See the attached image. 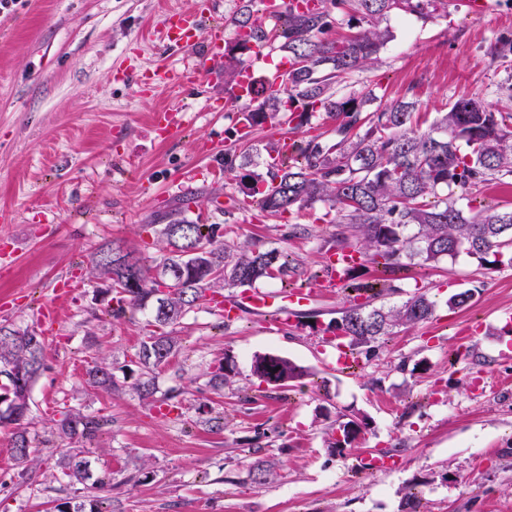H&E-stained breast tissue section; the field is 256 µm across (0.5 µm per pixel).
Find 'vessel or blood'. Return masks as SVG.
I'll use <instances>...</instances> for the list:
<instances>
[{
	"instance_id": "obj_1",
	"label": "vessel or blood",
	"mask_w": 512,
	"mask_h": 512,
	"mask_svg": "<svg viewBox=\"0 0 512 512\" xmlns=\"http://www.w3.org/2000/svg\"><path fill=\"white\" fill-rule=\"evenodd\" d=\"M317 0H265L264 21L276 20L286 9L304 12L316 8ZM157 38L168 50L181 53V66L159 62L152 69L142 72L144 83L159 88L190 89L200 85L212 75L220 61L224 48V29L220 26L203 30L198 14L172 12L166 14L157 30ZM347 254L329 252L324 264L329 271L323 283V290L334 291L341 285V269L351 264ZM317 290L283 292L262 288H248L236 295L235 299L221 304L220 309L226 321H234L245 309L270 313L276 316L278 324L285 325L295 319L303 308L315 301Z\"/></svg>"
}]
</instances>
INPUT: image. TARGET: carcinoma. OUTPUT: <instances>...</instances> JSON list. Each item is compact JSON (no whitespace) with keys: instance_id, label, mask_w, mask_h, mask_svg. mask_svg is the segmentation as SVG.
<instances>
[{"instance_id":"obj_1","label":"carcinoma","mask_w":512,"mask_h":512,"mask_svg":"<svg viewBox=\"0 0 512 512\" xmlns=\"http://www.w3.org/2000/svg\"><path fill=\"white\" fill-rule=\"evenodd\" d=\"M245 0L235 16L225 20L232 41L224 47V86L237 82L248 40H271L287 54L290 68L282 88L268 93L258 83L253 110L248 112L255 129L282 123L296 114L298 124H309L313 112L336 120V140L324 142L306 130L291 143L292 151L275 167L258 172L261 152L248 145L241 155L252 171L241 179V204L279 215L312 209L321 203L324 216L335 214L331 248L352 250L362 264L383 275L409 267H435L445 259L462 255L477 259L488 269L512 267V210H503L478 199L477 188L485 183L512 179V113L495 112L479 97L459 99L437 113L424 132L417 129V100H396L374 105L373 93L357 96L346 92L348 79L370 69L378 59L389 32L380 28L394 11L411 14L448 13V0H320L306 13L289 10L270 29L258 26L259 18ZM349 34L333 37L332 32ZM250 39L240 38V32ZM188 204L167 214L161 225V255L151 268L136 258L132 267L113 251L110 243L95 252L86 275L107 284L99 295L108 298L107 312L115 317L127 310L149 312L150 327L136 352L140 370L133 389L140 398L154 393L155 370L169 364L181 350L175 326L186 313L201 305L206 292L221 295L229 286L246 288L264 279H285L294 271L288 255L278 249L263 250L253 243L237 250L224 244L219 224H199L183 212ZM200 245L193 255L189 249ZM357 267L346 271L347 306L331 320L324 332L348 348L353 358L370 353L378 340L394 329L428 321L436 301L428 290L416 289L399 305H375L383 289L378 283L359 281ZM477 288L452 294L446 305L462 308L472 301ZM43 338L36 331L0 325V425H14L8 448L20 464L34 461L33 441L27 429L30 393L44 370ZM271 389L287 387L309 376L308 368L289 358L271 355ZM235 365L224 359L206 373L207 385L219 391L231 382ZM87 383L99 390L117 388L112 367L101 358L87 371ZM109 420L68 410L62 413L58 431L63 437L92 442ZM343 439L330 447L343 452L360 423H338ZM65 475L82 483L86 462L79 452L61 460ZM273 475L271 465H249L253 483L265 484ZM111 481L98 480L87 495L74 503L55 506L56 512H103L101 493Z\"/></svg>"}]
</instances>
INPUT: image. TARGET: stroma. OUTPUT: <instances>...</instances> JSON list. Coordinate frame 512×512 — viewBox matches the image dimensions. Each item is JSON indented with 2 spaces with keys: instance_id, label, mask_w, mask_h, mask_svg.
Instances as JSON below:
<instances>
[{
  "instance_id": "1",
  "label": "stroma",
  "mask_w": 512,
  "mask_h": 512,
  "mask_svg": "<svg viewBox=\"0 0 512 512\" xmlns=\"http://www.w3.org/2000/svg\"><path fill=\"white\" fill-rule=\"evenodd\" d=\"M197 9L198 0H17L0 11V241L16 246L0 266V324L37 330L46 347L31 392L38 448L28 471L8 452L11 426H0V512H53L83 495L58 466L71 442L55 422L75 408L109 420L82 451L91 478L111 475L113 512H198L203 502L209 512H400L413 488L424 512H512V359L501 355L512 343L502 331L512 268L489 270L465 256L411 268L406 284L429 289L433 318L383 337L344 370L323 340L341 294L320 297L282 328L248 310L223 327L203 305L177 325L182 350L156 378L154 399L179 390L180 414L160 417L128 385L146 318L106 314L101 282L80 268L100 245L120 239L153 262V224L191 196L190 218L223 225L227 245L256 240L294 260L295 274L268 288H313L334 231L323 205L278 218L239 208L234 174L214 182L204 146L232 145L238 115L223 70L182 93L142 87L140 71L165 56L153 37L164 12ZM385 25L379 60L354 77L353 90L417 99L428 118L471 96L512 112L501 91L512 65L488 53L512 40V0H489L480 14L470 0H448L447 13L393 14ZM171 106L182 108L185 128L155 136L153 113ZM188 168L194 178L185 182ZM472 286L471 305L448 309V295ZM47 301L60 311L51 330L37 318ZM261 353L311 375L259 389L251 363ZM227 356L236 375L218 394L204 375ZM99 357L111 363L118 392L85 389ZM339 413L367 421L341 454L328 446ZM216 416L223 431L207 424ZM385 453L398 457L395 469H358L360 457ZM258 458L277 463L273 482L252 483L248 465ZM144 461L151 480L129 483Z\"/></svg>"
}]
</instances>
